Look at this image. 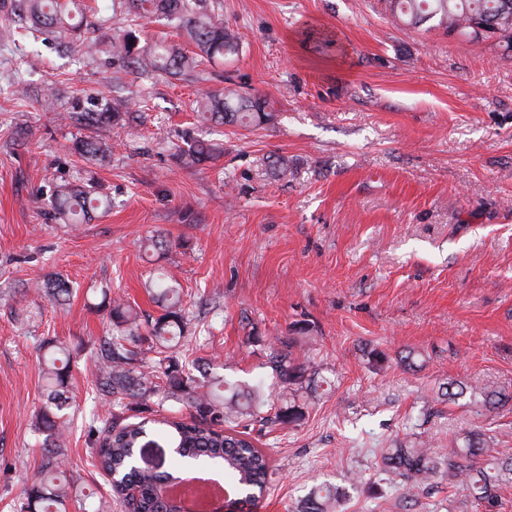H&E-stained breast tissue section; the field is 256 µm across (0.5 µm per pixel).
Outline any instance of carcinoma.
Masks as SVG:
<instances>
[{"label":"carcinoma","mask_w":512,"mask_h":512,"mask_svg":"<svg viewBox=\"0 0 512 512\" xmlns=\"http://www.w3.org/2000/svg\"><path fill=\"white\" fill-rule=\"evenodd\" d=\"M390 15L409 26L420 27L437 22L448 34L473 40L470 23L487 18L497 25L499 39L512 51V0H387ZM127 6L129 29L107 42L85 38L90 24L77 19V0H13V11L36 32L54 35L66 48L90 57L101 52L122 61L146 76L186 77L195 73L206 60H222L237 52V41L224 30L208 0H119ZM162 16L183 32L196 51L189 53L169 42H140L135 30ZM97 109L59 114L60 119L75 118L88 126H110L122 130L125 114L112 106L107 91L98 92ZM193 111L205 122L253 127L274 122L277 112L266 97L246 96L236 90H201L193 101ZM78 150L91 162L104 163L112 145L97 139H84ZM186 162L200 164L219 156L218 143L187 138L175 145ZM98 198L78 185H61L54 192V211L65 224H80L95 209ZM172 240L155 233L142 240L146 250L166 251ZM41 291L54 302L69 299L73 288L63 276L51 279ZM160 307L156 316L139 312L118 299H109L105 310L110 322L94 354V385L112 401V414L91 426L100 468L111 478V501L97 512H112V503L126 502V490L136 493L133 512H184V500L167 496L174 473L164 468L165 458L140 465L137 453L146 448L166 446L190 463L189 472L204 473L222 469L229 476L226 486L247 512L258 508L271 469L269 457L255 444V426L273 428L297 425L305 417L307 398L317 393L313 359L295 355L274 343L268 347L266 373L282 389L283 399L270 401L259 380L245 390H233L226 396L224 376L210 371L215 361L187 357L176 349L190 332L193 313L182 305L180 288L162 274L147 288ZM155 353L152 371L144 370V350ZM39 355L44 377L43 403L33 420V431L43 437V457L36 475L26 488L20 512H69L71 503L81 500L83 489L63 473L64 436L74 414L70 396L72 352L58 339L40 343ZM200 376H195V373ZM448 400L468 399L489 412L512 403L508 394L488 384L448 383ZM171 401L189 411L179 420L141 418L128 421L125 413L153 398ZM378 470L399 485L408 496L439 472L448 473V482L463 483L472 503L483 512H495L503 506L498 492L512 487V455L488 454V441L482 430H471L448 452L438 454L406 439L380 454ZM346 499L345 489L332 484L314 488L297 510L334 512Z\"/></svg>","instance_id":"obj_1"}]
</instances>
